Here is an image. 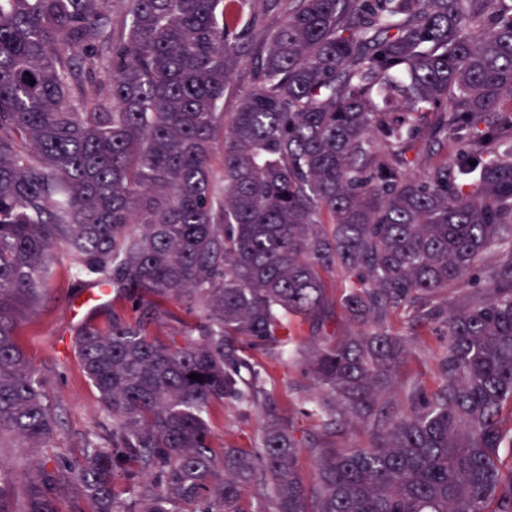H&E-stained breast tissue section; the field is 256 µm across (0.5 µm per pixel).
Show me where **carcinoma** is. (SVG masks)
<instances>
[{"instance_id": "carcinoma-1", "label": "carcinoma", "mask_w": 512, "mask_h": 512, "mask_svg": "<svg viewBox=\"0 0 512 512\" xmlns=\"http://www.w3.org/2000/svg\"><path fill=\"white\" fill-rule=\"evenodd\" d=\"M285 2L0 0V447L34 453L0 512H512V0ZM61 253L132 311L75 336L112 427L74 458L42 452L61 423L18 341ZM170 305L196 321L152 334ZM395 313L440 339L400 400ZM295 344L303 443L267 390ZM215 405L262 409L252 447L214 446Z\"/></svg>"}]
</instances>
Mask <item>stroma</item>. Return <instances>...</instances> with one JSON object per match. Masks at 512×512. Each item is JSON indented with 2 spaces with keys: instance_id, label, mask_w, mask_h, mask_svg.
Masks as SVG:
<instances>
[{
  "instance_id": "1",
  "label": "stroma",
  "mask_w": 512,
  "mask_h": 512,
  "mask_svg": "<svg viewBox=\"0 0 512 512\" xmlns=\"http://www.w3.org/2000/svg\"><path fill=\"white\" fill-rule=\"evenodd\" d=\"M69 266L67 257H59L41 303L34 308L20 306L22 327L18 340L31 363L47 378L50 399L65 429L64 445L74 451L81 447L86 434L101 431L110 422L96 390L84 377L73 349L81 322L91 315L99 322H106L109 311L99 307L94 288L74 281ZM394 328L409 339L410 357L404 368L405 379H430L438 340L428 333L415 335L401 319L395 320ZM273 375L271 389L283 417L292 421L298 438H307L313 432L312 422L303 416L304 402L295 391L296 386L308 383L301 365L289 358L279 359ZM258 423V412H245L233 406L214 408L211 420L215 441L232 440L246 448L256 439Z\"/></svg>"
}]
</instances>
